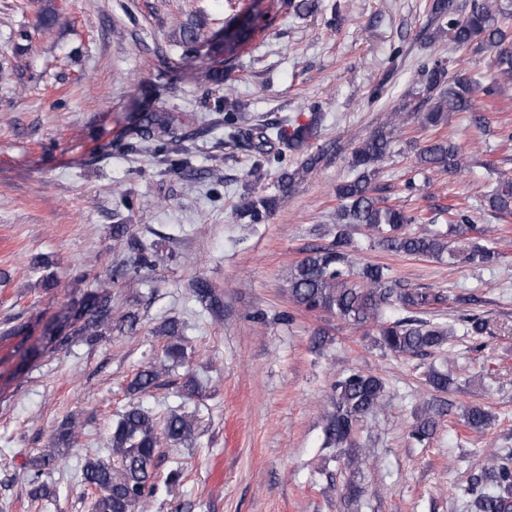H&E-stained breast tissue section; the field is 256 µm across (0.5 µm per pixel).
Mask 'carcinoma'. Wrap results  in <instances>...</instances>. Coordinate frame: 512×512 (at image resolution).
<instances>
[{"label":"carcinoma","instance_id":"obj_1","mask_svg":"<svg viewBox=\"0 0 512 512\" xmlns=\"http://www.w3.org/2000/svg\"><path fill=\"white\" fill-rule=\"evenodd\" d=\"M430 11L435 19L445 21L431 39L445 35L458 51L480 47L493 52L495 78L488 81L474 76H452L442 61L424 62L422 69L431 104L416 113L392 112L387 125L357 144L349 161L353 177L336 186V197L341 204L336 210V236L332 244L310 250L294 266L288 280V293L298 307L333 313L353 325L370 327L374 331L375 346L394 356L405 357L436 350L456 335L454 325L420 317L444 305L448 296L439 290L408 288L393 278L384 265L353 262L349 229L365 226L374 231L378 245L387 251L440 259L446 256L450 262H456L458 251L444 235H418L407 230L410 224L426 223L424 215L388 205L377 196L375 182L380 164L393 153L395 131L411 121L423 128H437L447 123L450 112H474L479 97L496 96L498 79L512 78V38L503 24L504 19L512 17L511 4L504 0H469V7L463 8L458 0H432ZM224 111V122L234 129L231 137L236 140L245 136L247 149L254 152V168L282 163L283 152L272 154L265 150V144L273 140L285 146L288 152L301 155L297 168L281 170L276 194L259 198L247 196L237 207V219L260 224L271 215L278 199L291 193L297 182L320 163L321 155L309 152L317 120L298 124L287 133L267 123L254 133L247 127L249 119L227 95L224 96ZM177 122V117L165 112H151L131 129L130 135L140 141H156V131L170 134ZM415 164L422 170L437 168L451 173L464 166L465 155L460 145L438 137L417 150ZM485 205L500 216H512V181L497 183L485 196ZM453 215L454 223L449 225V232L463 236L476 234L464 261L478 265L496 262L499 252L483 243L487 230L472 223L465 210H456ZM388 307L402 314L386 319L383 311ZM460 321L466 336L479 337L486 332V323L477 314L464 315ZM111 323V294L105 290L89 292L78 307L64 316L59 331L66 335L60 337V341L83 336L94 341ZM161 335L169 339L164 349L165 359L181 358L184 347L177 324H164ZM165 368L162 362L139 371L129 385L130 390L150 391ZM427 381L440 393L450 392L454 384L447 372L435 368L428 373ZM384 393L382 379L356 368L336 380L328 399L330 410L325 416L326 443L340 447L350 442L357 426L374 412ZM449 406L451 403L440 401L431 415L412 427L410 438L419 444L428 442L436 428L437 417ZM491 420L492 415L477 406L463 414L464 426L472 431L485 429ZM193 432L194 422L184 414L172 413L160 423L143 407H129L112 426V461L87 458L82 465V485L91 496V512H142L156 492L157 469L161 462L159 449L166 444L182 443ZM76 434L78 425L73 421L66 423L55 435L53 446L31 458L33 499L53 495L39 482V477L59 458V446L73 442ZM464 493L469 496L471 512H512V449H492L479 473L470 477Z\"/></svg>","mask_w":512,"mask_h":512}]
</instances>
